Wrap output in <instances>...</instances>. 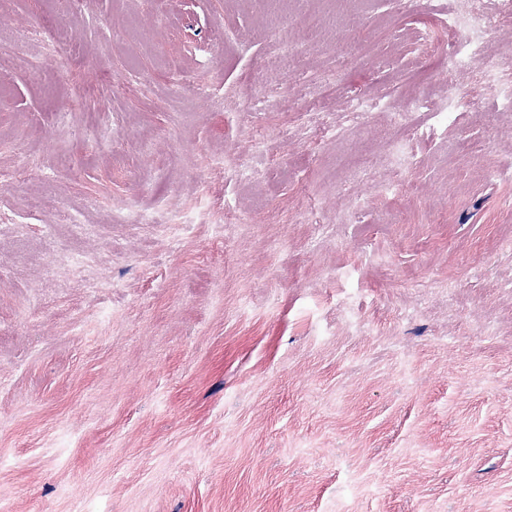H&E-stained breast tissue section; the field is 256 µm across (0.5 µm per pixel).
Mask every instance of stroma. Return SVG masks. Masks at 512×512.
Segmentation results:
<instances>
[{"label": "stroma", "mask_w": 512, "mask_h": 512, "mask_svg": "<svg viewBox=\"0 0 512 512\" xmlns=\"http://www.w3.org/2000/svg\"><path fill=\"white\" fill-rule=\"evenodd\" d=\"M453 2L7 0L0 512H512V13L443 82Z\"/></svg>", "instance_id": "stroma-1"}]
</instances>
